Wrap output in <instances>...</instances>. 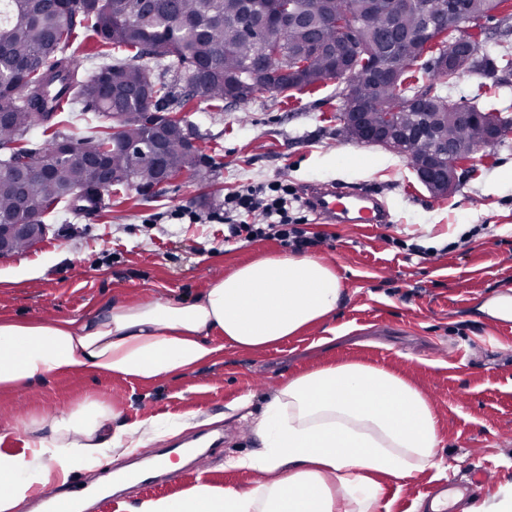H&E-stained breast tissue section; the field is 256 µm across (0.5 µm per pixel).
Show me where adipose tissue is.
<instances>
[{"mask_svg":"<svg viewBox=\"0 0 512 512\" xmlns=\"http://www.w3.org/2000/svg\"><path fill=\"white\" fill-rule=\"evenodd\" d=\"M342 297L335 267L311 255L256 258L192 298L114 302L87 317L0 316V392L41 384L58 372L139 383L178 378L215 364L225 349L260 352L333 316ZM150 415L127 421L104 397L63 414L0 427L25 438L0 454V512H21L56 479L111 456L145 448L195 425ZM260 450L229 459L260 473L238 489L198 482L147 498L133 512H380L381 477L432 468L439 418L424 393L383 367L345 362L288 378L254 419Z\"/></svg>","mask_w":512,"mask_h":512,"instance_id":"ef3b65f1","label":"adipose tissue"}]
</instances>
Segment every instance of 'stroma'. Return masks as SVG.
<instances>
[{
    "mask_svg": "<svg viewBox=\"0 0 512 512\" xmlns=\"http://www.w3.org/2000/svg\"><path fill=\"white\" fill-rule=\"evenodd\" d=\"M172 88L209 177L181 174L141 190L116 185L98 209L47 216L49 231L35 247L0 258V315L28 319L87 316L112 302L192 297L216 277L257 257L281 252L274 239L225 242L209 211L249 184L281 179L297 191L317 183H346L377 192L395 225L330 224L310 215L308 231L322 242L313 254L332 264L343 298L326 327H315L262 353L225 351L215 364L151 386L92 376H54L48 383L0 394V425L45 411H67L96 392L134 420L201 410L196 426L156 439L155 447L205 440L203 459L183 463L178 479L153 486L109 487L98 478L89 512H130L139 500L170 495L196 480L247 487L253 471L228 467L230 458L256 451L252 430L286 376L326 363L361 360L398 371L433 402L441 423L438 465L403 481L384 483L389 512H421L433 484L467 479L475 468L493 472L474 502L512 484V328L482 313L490 299L512 294V145L483 148L460 171L446 197L431 195L405 159L337 133L336 83L265 96L245 105L213 106L185 87L167 60L147 62ZM115 120L87 105L62 113L59 131L80 137L111 133ZM184 206L201 223L171 219ZM481 231L464 247L463 225ZM452 241L456 247L421 257L396 239ZM454 351L436 356L437 347ZM249 409H240L242 397Z\"/></svg>",
    "mask_w": 512,
    "mask_h": 512,
    "instance_id": "35a3bbf8",
    "label": "stroma"
}]
</instances>
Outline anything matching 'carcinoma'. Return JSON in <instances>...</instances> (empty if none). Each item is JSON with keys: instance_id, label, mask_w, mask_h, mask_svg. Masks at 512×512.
Masks as SVG:
<instances>
[{"instance_id": "obj_1", "label": "carcinoma", "mask_w": 512, "mask_h": 512, "mask_svg": "<svg viewBox=\"0 0 512 512\" xmlns=\"http://www.w3.org/2000/svg\"><path fill=\"white\" fill-rule=\"evenodd\" d=\"M316 8L296 24L280 27L268 23L271 4L262 3L247 10L242 0H154L153 9L141 14L134 0H0V113L10 116L0 124V148L29 134L35 128L48 131L56 125L58 113L65 106L78 103L93 105L105 118L135 113L141 121L123 131L147 157L155 152L153 118L176 111L170 103L169 86L152 74L143 59H168L187 87L186 97L209 101L246 103L267 94L278 95L301 91L329 79L324 71L330 67L329 51L336 49L340 34L336 18L348 17L362 49H350L351 63L338 79L336 120L340 123L349 112L366 113L370 123L379 121L381 113L396 112L403 122L416 124L418 112H472L476 120L468 124L443 126V137L433 138L418 131L409 137L398 155L412 165L428 154L445 148V140L482 147L483 118L497 119L503 133L498 143L512 135V116L490 103L455 98L457 79L473 73L493 79L492 87L512 77V55L500 60L480 53L475 40L474 54L464 67L447 74L433 70L431 63L448 43L456 40L458 27L428 48L409 52L399 67L396 84H378L371 77V57L379 49L378 38L395 29L416 30L427 15H437L445 8V0H411L408 10L396 18L383 5L373 0H316ZM469 24L479 21L506 0H470ZM84 21L92 23L95 33L112 49L127 56L103 64L90 75L79 77L81 61L66 54L76 27ZM325 48L316 57L314 69L305 76H292L285 70H265L261 66L263 42L280 43L293 68L297 54L310 35ZM66 105H61V99ZM124 140V141H126ZM122 140L112 136L89 135L76 139L75 150L82 156L101 154L111 171L117 174L114 184L123 183L122 176L140 182L153 179L149 165L131 169ZM24 151L17 150L0 160V220L38 218L51 214L59 205L74 215L83 208L101 204L99 181L94 170L83 161L71 157L56 160L53 171L28 175L24 198H19L15 171L23 165ZM202 157L185 149L181 141L168 140L163 153V166L174 172L191 171L202 176Z\"/></svg>"}]
</instances>
